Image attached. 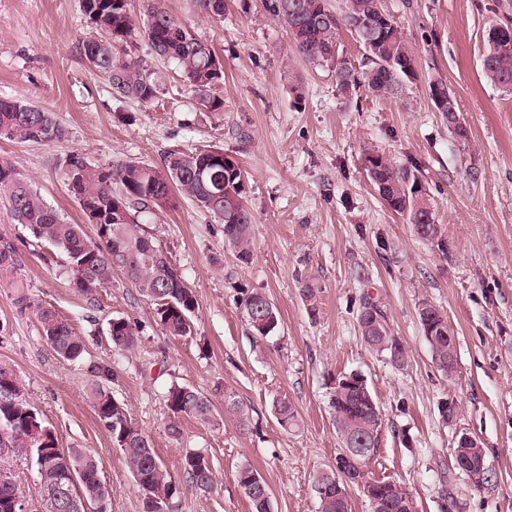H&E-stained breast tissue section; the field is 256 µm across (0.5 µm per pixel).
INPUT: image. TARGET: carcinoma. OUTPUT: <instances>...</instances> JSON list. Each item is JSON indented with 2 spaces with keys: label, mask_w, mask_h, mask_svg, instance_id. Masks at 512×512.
<instances>
[{
  "label": "carcinoma",
  "mask_w": 512,
  "mask_h": 512,
  "mask_svg": "<svg viewBox=\"0 0 512 512\" xmlns=\"http://www.w3.org/2000/svg\"><path fill=\"white\" fill-rule=\"evenodd\" d=\"M201 13L224 17V0H195ZM85 15L97 36L83 41L86 62L109 82L112 94L121 99L148 104L159 93L156 72L127 51L129 42L143 36L153 57L175 63L185 85L205 106L217 111L222 98L213 95L224 80V68L213 46L193 34L190 28L158 5L149 8L143 25H137L128 9V0H81ZM269 10L288 27L297 51L315 66L335 73L343 90L364 87L375 95H391L416 77L414 58L401 28L386 12L382 0H345L338 13L325 0H269ZM349 31L364 49V69L358 71L340 56V31ZM487 50L482 59L484 75L494 84L512 90V37L504 40L488 30ZM65 137V129L51 113L23 100L0 99V138L27 143H47ZM369 177L384 205L413 224L417 236L448 254L437 224L434 207L421 180L411 171L393 166L380 154L366 158ZM64 184L78 201L84 223L65 221L32 184L7 160H0V201L6 203L18 224L29 227L34 238L63 251L72 274V287L81 293L112 287L114 274L121 273L136 291L153 301L158 321L174 338L193 333L198 309L194 291L171 263L168 255L141 232L138 215L150 213L169 203L172 190L210 213L224 224V241L238 250L239 259L251 258L254 219L244 204L248 174L235 161L224 157V150L212 148L195 153L172 151L162 166L128 161L100 166L84 156L69 155L61 166ZM223 192L214 201L213 193ZM95 228L97 240L87 237L84 226ZM13 246L0 243V275L15 268ZM247 324L261 337L279 327V313L268 298L253 292L244 300ZM43 336L61 358L77 361L86 353V344L70 324L54 310L37 307ZM422 336L432 352V360L446 375L456 369V341L448 335V322L431 304H421L418 314ZM365 345L402 367L407 351L395 336L386 312L371 298L361 303L357 317ZM112 346L130 352L138 345L133 324L123 317L108 323ZM91 382L87 396L94 414L111 434L126 465L143 494L144 512L171 509L186 486L207 489L214 484L213 472L205 456L188 452L182 459L185 482L172 477L164 467L148 435L127 418L109 383L115 370L108 362L88 366ZM169 420L168 433L182 435L180 419L192 417L209 421L212 400L197 389L173 384L165 395ZM328 407L332 411L342 452L336 468L317 476L314 491L320 512H352L349 496L340 497L336 487L348 491L362 488L365 498H378L383 512H417L415 500L402 486L384 479H371L361 464L377 452L384 427L382 412L354 395L343 379L330 387ZM279 424H296L295 409L286 401L274 405ZM0 448L16 456L32 455L40 475L43 500H53L60 512H81L69 500L57 497L62 474L58 459L64 453L80 477V495L85 501L108 512L109 491L100 479V461L82 448L59 449L56 439L39 412L30 405L15 375L0 366ZM485 454L477 440L457 442L456 466ZM237 483L249 500L252 512H269L271 491L260 473L250 464L237 470ZM19 494L15 483L0 477V512H14L13 498Z\"/></svg>",
  "instance_id": "cac0c4a2"
}]
</instances>
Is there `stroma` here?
I'll return each instance as SVG.
<instances>
[{
    "label": "stroma",
    "mask_w": 512,
    "mask_h": 512,
    "mask_svg": "<svg viewBox=\"0 0 512 512\" xmlns=\"http://www.w3.org/2000/svg\"><path fill=\"white\" fill-rule=\"evenodd\" d=\"M161 4L220 55L222 110L205 107L173 65L153 61L142 38L130 52L152 61L158 96L148 105L115 98L80 54L94 33L80 0H0V99L32 102L66 130L42 144L0 139V158L79 224L84 215L58 167L66 155L79 152L102 166H158L173 150L223 149L248 173L252 258L241 262L223 224L177 195L143 222L199 303L193 336L175 339L123 276L78 293L63 253L0 205V242L17 259L12 273L0 275V365L16 375L60 447L100 459L110 512H143V499L87 398L93 360L113 364L114 397L172 475L182 477L186 453L206 456L213 488H185L176 512H251L236 480L245 463L270 486L272 512H318L314 480L335 468L341 448L328 392L333 379L352 372L365 377L385 420L367 477L405 487L418 512H512V91L481 68L489 27L512 24V0H383L416 69L415 80L389 97L340 90L332 72L298 54L267 0H227L220 19L200 13L194 0ZM437 83L453 95L468 141L454 137L437 112L430 95ZM241 130L246 138H238ZM372 153L421 180L447 253L385 207L366 170ZM307 275L320 286L312 301L301 294ZM256 291L280 314L278 330L263 339L242 305ZM367 296L405 343L404 367L362 342L357 314ZM424 301L456 338L453 375L436 368L421 334ZM39 305L84 337L87 359L56 356L41 335ZM115 317L135 324L134 352L113 351L107 328ZM174 384L197 389L216 407L212 422L183 419L178 439L166 429L165 393ZM228 395L249 425L224 412ZM280 400L298 414L293 430L276 420ZM443 401L451 409L445 418L437 410ZM464 433L481 443L491 468L480 487L454 464ZM0 473L20 486L29 512H44L33 460L2 453Z\"/></svg>",
    "instance_id": "stroma-1"
}]
</instances>
